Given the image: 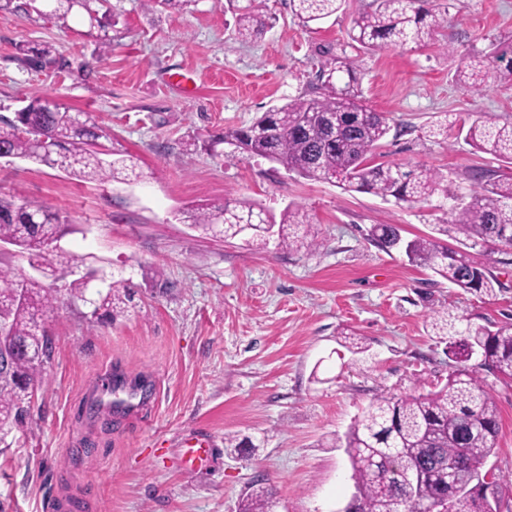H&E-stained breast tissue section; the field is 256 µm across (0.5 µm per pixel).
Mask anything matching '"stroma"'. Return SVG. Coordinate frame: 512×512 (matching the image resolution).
I'll use <instances>...</instances> for the list:
<instances>
[{"label":"stroma","instance_id":"obj_1","mask_svg":"<svg viewBox=\"0 0 512 512\" xmlns=\"http://www.w3.org/2000/svg\"><path fill=\"white\" fill-rule=\"evenodd\" d=\"M372 0H346L319 25L303 26L288 0H266L276 21L238 42L219 0L183 9L109 0L118 23L98 57L99 29L74 8L64 19L0 12V119L43 96L101 126L105 148L138 159L141 179L86 182L24 161L0 160V192L37 201L71 222L61 247L75 261L53 282L62 295L45 315L52 358L26 423L0 444V512H238L260 484L272 512H344L355 487L339 445L381 392H426L455 366L428 326L451 311L485 326L512 322V263L494 264L501 287L467 293L371 242L374 224L403 239L436 234L479 183L499 170L463 131L483 114L512 121V82L474 90L455 79L461 61L486 58L512 40V0H434L448 26L425 46L366 53L349 38L351 19ZM51 45L56 66L26 67L18 45ZM354 61L363 95L392 130L373 161L424 166L447 195L395 203L303 179L260 157L188 153L195 138L223 135L296 97L319 90L324 56ZM187 69L194 95L171 85ZM249 202L274 215L297 207L320 245L289 251L200 235L185 219L198 203ZM82 276L90 290L134 285L123 313L92 317L65 290ZM365 347L352 353L342 331ZM155 376L160 392L140 420L78 411L104 364ZM499 411L494 455L500 512H512V386L487 377ZM246 443L227 450L225 435ZM206 439V465L182 461L184 443Z\"/></svg>","mask_w":512,"mask_h":512}]
</instances>
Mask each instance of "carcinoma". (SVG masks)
<instances>
[{
  "label": "carcinoma",
  "instance_id": "obj_1",
  "mask_svg": "<svg viewBox=\"0 0 512 512\" xmlns=\"http://www.w3.org/2000/svg\"><path fill=\"white\" fill-rule=\"evenodd\" d=\"M376 6L355 13L350 39L361 48L378 52L391 46L425 45L447 25V19L428 7L430 0H374ZM345 0H289L294 15L308 26L338 12ZM95 19L96 11L82 0H52L50 14L64 19L76 6ZM265 0H243L235 9V32L242 42L255 41L273 26ZM21 61L45 69L56 63L52 49L18 46ZM354 63L331 56L319 68L320 92L297 97L274 107L251 124L224 133L219 140L194 142L209 152L219 144L232 152L278 163L299 176L331 183L348 192L392 197L398 203L424 200L440 190L441 177L429 168L404 170L400 165L373 164L371 158L391 131V118L370 108L353 77ZM458 79L512 80V46L487 57L484 68L464 65ZM103 130L80 112L37 96L0 122V147L13 158L32 161L89 182L136 178L131 155L107 160L99 139ZM466 140L477 150L512 165V122L493 116L475 120ZM481 190L455 208L450 227L465 238L464 249H453L435 237L406 242L407 258L466 292H495L499 284L490 262L476 260L465 248L491 257L501 247L512 248V172L483 173ZM192 228L211 236L234 239L263 247L270 234L289 250L319 246L307 214L290 209L276 218L246 202L205 204L188 215ZM67 220L42 203L0 193V242L16 246L42 277L70 265L74 257L57 246ZM370 240L386 249L395 246L400 231L393 224H374ZM127 280L112 282L97 293L94 310L110 314L124 309L131 299ZM57 302L56 291L31 276L0 270V320L9 325L13 349L10 370L0 376V433L20 424L28 414L33 393L51 359L52 343L44 326L45 313ZM440 339L457 366L447 382L426 393H380L355 418L344 439L361 512H415L413 503L437 504L448 491L440 467L454 463L467 473L458 488L452 512H500L498 485L487 489L481 465L494 453L499 413L494 396L480 373L486 372L512 385V323L490 328L474 327L462 317H442L435 323ZM479 362L467 365L473 356ZM416 471L421 480L409 483L404 472ZM271 491L253 490L239 512H269Z\"/></svg>",
  "mask_w": 512,
  "mask_h": 512
}]
</instances>
